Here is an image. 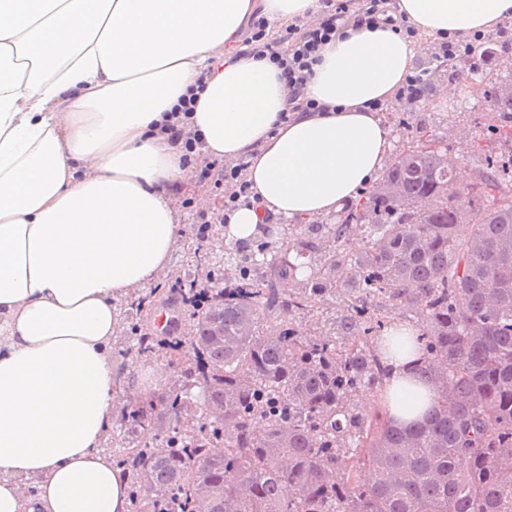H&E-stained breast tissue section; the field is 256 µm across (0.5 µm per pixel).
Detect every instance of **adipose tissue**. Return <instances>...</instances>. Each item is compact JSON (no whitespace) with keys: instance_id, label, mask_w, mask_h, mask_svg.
I'll use <instances>...</instances> for the list:
<instances>
[{"instance_id":"1","label":"adipose tissue","mask_w":512,"mask_h":512,"mask_svg":"<svg viewBox=\"0 0 512 512\" xmlns=\"http://www.w3.org/2000/svg\"><path fill=\"white\" fill-rule=\"evenodd\" d=\"M321 0H0V512H131L105 443L126 372L112 359L121 299L167 271L189 177L164 127L199 89L188 123L203 160L246 161L257 204L222 229L337 214L392 153L374 101L393 99L432 42L489 32L512 0H395L414 36L347 28L306 85L322 104L288 120L276 65L247 55L254 14L305 21ZM391 417L424 418L438 396L415 371L423 329L378 339Z\"/></svg>"}]
</instances>
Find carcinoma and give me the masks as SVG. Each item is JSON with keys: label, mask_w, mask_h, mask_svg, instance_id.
<instances>
[{"label": "carcinoma", "mask_w": 512, "mask_h": 512, "mask_svg": "<svg viewBox=\"0 0 512 512\" xmlns=\"http://www.w3.org/2000/svg\"><path fill=\"white\" fill-rule=\"evenodd\" d=\"M510 85L512 68L485 90L494 123L475 140L466 208L441 151L404 150L336 223L296 224L281 246L244 258L233 293L194 253L212 299L185 308L189 341L133 326L139 356L179 362L165 416L150 399L118 420L134 512H195L198 488L212 512H512ZM355 235L358 253L347 249ZM291 252L311 264L297 287ZM338 298L344 313L313 335L283 319ZM391 310L425 330L418 371L441 389L415 425L358 408L387 375L375 338ZM196 388L185 427L179 409ZM164 417L159 453L145 433Z\"/></svg>", "instance_id": "cac0c4a2"}]
</instances>
